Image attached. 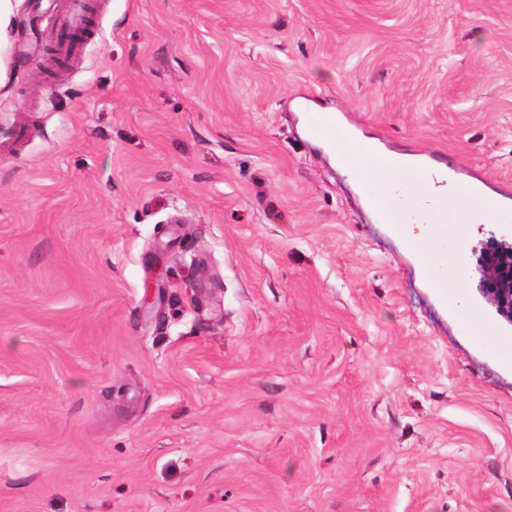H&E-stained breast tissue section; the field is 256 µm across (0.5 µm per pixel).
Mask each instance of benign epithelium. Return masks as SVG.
Here are the masks:
<instances>
[{
  "mask_svg": "<svg viewBox=\"0 0 512 512\" xmlns=\"http://www.w3.org/2000/svg\"><path fill=\"white\" fill-rule=\"evenodd\" d=\"M512 251V240L491 237L479 250L478 289L495 307L497 313L512 324V258L503 257V251Z\"/></svg>",
  "mask_w": 512,
  "mask_h": 512,
  "instance_id": "1",
  "label": "benign epithelium"
}]
</instances>
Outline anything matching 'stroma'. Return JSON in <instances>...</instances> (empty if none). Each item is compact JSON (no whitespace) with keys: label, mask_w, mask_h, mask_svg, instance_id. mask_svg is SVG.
Wrapping results in <instances>:
<instances>
[{"label":"stroma","mask_w":512,"mask_h":512,"mask_svg":"<svg viewBox=\"0 0 512 512\" xmlns=\"http://www.w3.org/2000/svg\"><path fill=\"white\" fill-rule=\"evenodd\" d=\"M93 2L0 32V512H512V368L305 129L481 177L512 346V0ZM86 0H69L66 7L57 14L56 26L59 30L60 42L58 45L59 53L68 57L78 52L82 47V42L73 39V35L86 29Z\"/></svg>","instance_id":"obj_1"}]
</instances>
